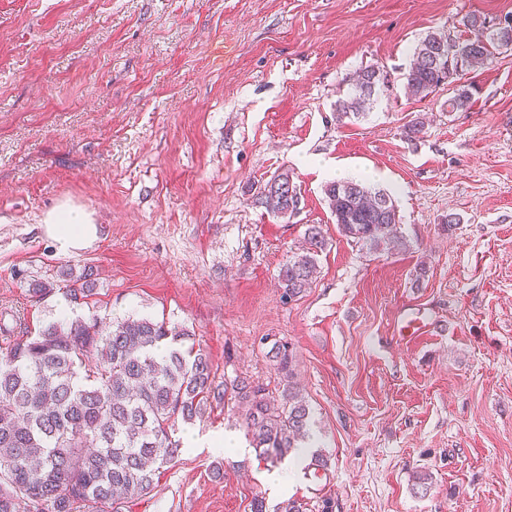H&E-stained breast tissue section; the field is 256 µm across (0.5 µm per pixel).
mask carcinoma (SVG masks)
Masks as SVG:
<instances>
[{"mask_svg": "<svg viewBox=\"0 0 512 512\" xmlns=\"http://www.w3.org/2000/svg\"><path fill=\"white\" fill-rule=\"evenodd\" d=\"M471 37L460 50L441 47L443 36L430 34L415 48L405 86L425 99L442 85L452 87L448 112L471 106L472 92L458 75L491 60L512 41V20L490 29L472 16ZM388 83L380 69L367 66L338 99L336 118L359 117L378 100ZM324 195L341 233L371 250L405 246L392 196L364 180H337ZM277 218L300 212L301 192L293 176L281 173L257 198ZM307 247L288 256L279 280L288 297L307 288L317 271L326 240L319 224L304 232ZM92 269L69 276V302L88 304L95 295ZM50 281L32 283L39 302L55 295ZM186 327L128 317L102 331L95 314L51 320L34 336H19L0 354V512H120L121 500L154 490L158 469L180 448L170 429L180 419L204 416L210 400L226 392L214 382L212 366L200 351L184 350ZM277 368L293 376L289 346L274 343L267 352ZM230 388L243 409V424L255 447L276 460L297 448L308 432L310 411L290 380L279 395L245 377Z\"/></svg>", "mask_w": 512, "mask_h": 512, "instance_id": "cac0c4a2", "label": "carcinoma"}]
</instances>
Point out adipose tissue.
<instances>
[{"label": "adipose tissue", "instance_id": "ef3b65f1", "mask_svg": "<svg viewBox=\"0 0 512 512\" xmlns=\"http://www.w3.org/2000/svg\"><path fill=\"white\" fill-rule=\"evenodd\" d=\"M42 227L45 235L65 254L88 249L97 241L100 232L90 213L68 205L47 212Z\"/></svg>", "mask_w": 512, "mask_h": 512}]
</instances>
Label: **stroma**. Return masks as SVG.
Instances as JSON below:
<instances>
[{
  "instance_id": "35a3bbf8",
  "label": "stroma",
  "mask_w": 512,
  "mask_h": 512,
  "mask_svg": "<svg viewBox=\"0 0 512 512\" xmlns=\"http://www.w3.org/2000/svg\"><path fill=\"white\" fill-rule=\"evenodd\" d=\"M473 15L511 20L512 0H0V314L19 336L72 318L65 274L93 268L104 323L189 327L219 383L295 381L328 460H265L225 399L174 436L239 450L183 444L122 512H251L257 497L266 512H512V47L463 73L469 109L449 111L444 86L403 90L415 46L467 39ZM369 65L387 89L337 119L344 78ZM285 171L302 195L288 221L256 202ZM345 178L391 192L404 249L339 232L324 188ZM64 202L100 226L85 251L43 232ZM310 224L327 246L288 300L278 274ZM35 280L58 294L35 302ZM407 308L435 329L409 335ZM276 342L292 374L269 360Z\"/></svg>"
}]
</instances>
